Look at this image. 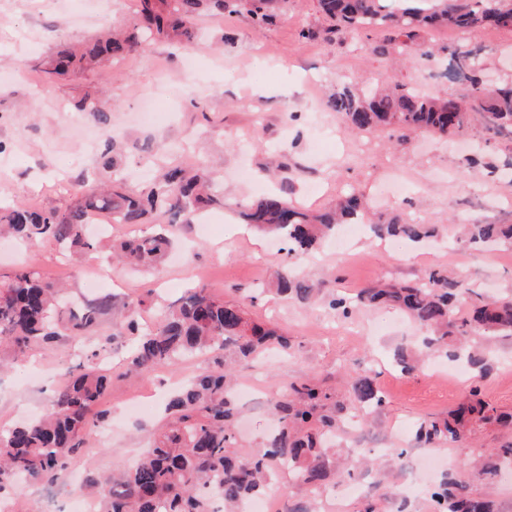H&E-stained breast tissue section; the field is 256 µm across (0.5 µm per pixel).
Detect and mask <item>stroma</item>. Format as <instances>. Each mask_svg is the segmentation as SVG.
<instances>
[{
	"label": "stroma",
	"instance_id": "1",
	"mask_svg": "<svg viewBox=\"0 0 512 512\" xmlns=\"http://www.w3.org/2000/svg\"><path fill=\"white\" fill-rule=\"evenodd\" d=\"M194 26L198 39L192 45L150 43L140 29L136 0H0V143L12 154L10 161L0 160L1 202L22 201L42 209L72 204L75 181L100 162L99 153L82 150L81 141L90 134L101 142L111 132L121 136L123 147L115 159L129 192L144 190L174 165L191 170L212 160L224 175L216 188L219 202L208 216L210 235L195 236L190 224L179 227L181 262H165L157 272L113 265L114 248L129 234L124 224L113 225L104 248L85 254V268L99 265L120 278L112 290V308L91 335L62 336L54 346L33 348L0 371V426L46 411L58 387L53 370L78 364L95 337L107 336L111 342L99 365L111 373L112 388L97 407L109 413L112 441L99 449L89 471L113 473L135 461L165 423L166 394L203 371L219 369L224 353L190 355L148 378L130 375L131 344L112 339L114 324L129 300L140 301L143 321L153 323L164 305L197 282L217 297L243 302L254 320L277 324L295 344L292 356L271 353L238 366V381L251 378L274 393L282 384L309 377L344 394L349 373L371 370L386 397L370 416L375 431L443 415L470 386L481 389L491 403L512 407V337L491 344L487 373L466 370L467 386L460 389L431 379L428 372L406 375L392 366V349L420 335L402 314L358 308L346 318L326 304L334 294L356 297L376 279L416 281L430 269L460 282L464 295L458 308L464 313L482 297L512 294V246L491 249L457 242L453 223L463 198L476 192L485 207L472 212V219L489 215L512 224V184L499 170L512 159L511 140L486 141L485 121L476 115L455 140L403 138L388 131L354 134L325 108L341 84L362 89L394 80L412 85L428 73L435 76L429 94L466 96L468 83L448 76V52L464 44V36L431 31L424 39L434 57L397 67L395 49L377 51L383 31L330 33L331 23L317 0H281L279 11L262 26L245 12H203ZM115 27L137 33L145 48L114 61L111 68L48 82L46 62L58 41H84ZM83 97L109 108V126L74 109V101ZM149 100L169 103L172 117L166 125L134 123V113ZM143 161L149 164L147 173L136 174ZM285 181L294 183L297 201L309 183L320 184L309 210L331 207L356 192L382 220L397 216L431 224L436 236L412 244L381 241L364 232L345 250L327 242L298 263L320 283L323 300L250 298V289L264 283L287 255L272 237L246 229L240 206L254 197L255 184L277 188ZM67 260L66 250L52 241L28 247L0 238V271L30 268L48 282L65 284L68 308L79 312L88 304L85 282L72 276ZM405 446L396 438L379 454L377 464L388 476L385 484L348 497L345 478H337L318 496L320 512H397L402 504L394 478L397 455Z\"/></svg>",
	"mask_w": 512,
	"mask_h": 512
}]
</instances>
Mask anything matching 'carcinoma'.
<instances>
[{
  "instance_id": "carcinoma-1",
  "label": "carcinoma",
  "mask_w": 512,
  "mask_h": 512,
  "mask_svg": "<svg viewBox=\"0 0 512 512\" xmlns=\"http://www.w3.org/2000/svg\"><path fill=\"white\" fill-rule=\"evenodd\" d=\"M143 27L156 41L192 37L190 24L202 11L250 14L259 24L271 17L277 0H137ZM318 0L320 10L337 25L352 31L382 29L385 45L399 49L400 62L408 64L418 55L433 54L422 34L451 29L467 38L494 26L512 30V0ZM142 46L134 37H98L80 45H63L51 54L49 80L66 78L72 72L110 64ZM451 69L466 74L471 92L464 98L421 93L397 84L388 91L361 92L342 85L326 101V107L359 132L389 129L403 134L428 132L440 138L462 133L468 116L487 119L486 130L494 136L512 134V81L488 86L483 61L475 49L451 53ZM218 202L214 177L206 169L189 176L171 168L163 178L140 193L112 190V181L78 183L75 202L60 209H41L22 202L0 206V230L24 242L52 240L59 245L90 250L94 243L84 235V226L98 216L116 224H144L147 216L170 215L192 224ZM245 224L279 235L289 258L310 253L336 233L340 224H363L366 213L361 199L351 194L335 209L313 212L293 201L287 189L262 195L246 203L240 212ZM378 237L418 241L430 233L426 224L392 220L369 223ZM471 242L512 244V224L490 218L463 225ZM172 225L159 224L121 245L120 260L133 267L151 268L172 245ZM275 293L305 303L321 292L319 284L301 277L292 263L285 264L273 279ZM462 294L458 281L436 271L414 283H376L363 289L352 301L335 296L333 309L345 316L358 307L393 306L406 313L425 333L422 346L450 360L465 358L480 369L484 355L473 350L474 337L484 340L512 337V295L482 299L468 318H458L455 309ZM63 289L43 280L31 269L20 268L0 275V350L18 358L31 347L50 345L67 331L74 336L94 328L99 316L110 308L105 296L81 315L71 314L62 324ZM112 336L134 341L132 370L148 375L157 367L196 351L234 347L240 361L262 354L270 345L291 353L288 338L275 327L253 323L240 305L216 298L203 285L192 288L174 302L151 327L142 324L138 305L125 304V313ZM89 364L67 369L66 384L39 418L0 431V495L21 477L60 483L71 462L87 447L92 427L105 417L93 406L108 390L112 375ZM393 358L401 371L421 368L417 350L397 346ZM234 369L226 364L205 371L183 385L169 399L172 420L162 429L149 454L125 467L114 479L97 475L91 484L99 488L102 512H243L244 503L274 489L290 496L303 489L315 493L335 476L328 457L333 437L345 418L359 406L381 408L385 397L374 378H353L352 399L339 400L329 389L310 378L290 382L287 393L273 409L279 427L264 439L257 453H242L235 444L237 406L231 394ZM489 427L512 428V413L499 410L474 390L442 418H426L416 425L413 439L423 448L439 444L463 447L467 466L486 479L512 466V444L486 451L464 447L473 433ZM375 460L357 450L348 452L343 470H371ZM434 512H494L491 500L475 496L468 485L446 475L431 494Z\"/></svg>"
}]
</instances>
